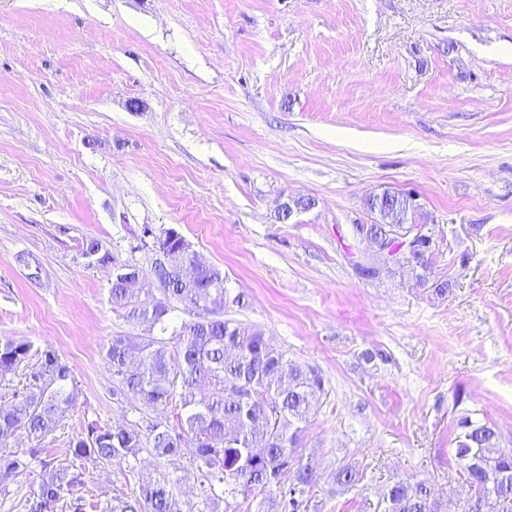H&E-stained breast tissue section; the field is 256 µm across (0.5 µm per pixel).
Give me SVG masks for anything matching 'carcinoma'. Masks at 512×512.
I'll list each match as a JSON object with an SVG mask.
<instances>
[{"label":"carcinoma","instance_id":"1","mask_svg":"<svg viewBox=\"0 0 512 512\" xmlns=\"http://www.w3.org/2000/svg\"><path fill=\"white\" fill-rule=\"evenodd\" d=\"M383 223L373 225L392 235V250L411 225L401 223L396 212L381 205L378 196L366 200ZM159 238L143 242L138 249L147 254L162 249L165 259L139 269L146 288L135 298L124 286L126 273L112 278V306L127 311V317L147 328L114 336L104 350V359L118 382L114 395L129 396L139 407H156L180 397L177 428L155 423L143 432L136 424L112 428L89 427L87 434L72 439L71 454L78 460L121 462L136 458L149 448L158 458L175 459L182 454L185 439H194L193 466L202 473L196 512H214L215 504L227 496L279 491L268 499L274 512H299L300 497L312 487L311 465L296 452L301 425L326 395L321 374L310 366L288 360L285 352L271 345L253 325L225 320L224 305L243 304V296L230 295L224 273L213 266L193 267L189 243L170 229H157ZM83 255L90 263L108 265L112 252L95 238L83 242ZM410 267L419 281L430 275V261L408 258L393 264H357L364 278L392 271V265ZM158 284L156 297L152 284ZM204 310L213 315L205 321L173 324L171 312ZM36 361L31 383L13 393L10 404L0 405V447H7L23 431L35 442L31 448L0 453V487L27 471L43 452L45 438L60 425L76 405L77 387L72 385L68 366L54 351L39 350L26 339L0 340V379ZM453 448L471 497L460 512H512V454L501 453L497 432L468 415L457 422ZM288 484L282 490V484ZM82 484L81 474L60 467L45 474L31 492L28 512H85V500L64 496ZM184 512L175 482L164 473L150 477L140 486V497L121 500L112 512ZM376 512H447V505L422 483L396 482L381 494Z\"/></svg>","mask_w":512,"mask_h":512}]
</instances>
